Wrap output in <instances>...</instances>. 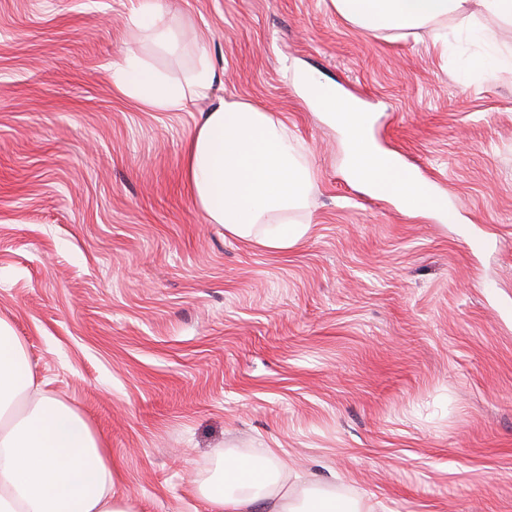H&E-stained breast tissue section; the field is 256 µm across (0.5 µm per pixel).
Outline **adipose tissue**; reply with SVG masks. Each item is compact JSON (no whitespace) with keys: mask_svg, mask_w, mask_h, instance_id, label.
Instances as JSON below:
<instances>
[{"mask_svg":"<svg viewBox=\"0 0 512 512\" xmlns=\"http://www.w3.org/2000/svg\"><path fill=\"white\" fill-rule=\"evenodd\" d=\"M332 2L341 17L365 31L402 32L465 15L469 0ZM156 11V0H141L136 24L145 26L165 52H180V32L157 23ZM217 80L203 50L177 82L139 64L132 54L112 65L113 87L143 110L180 112L192 102L210 101L183 154L184 176L199 210L230 237L267 251L288 250L309 231L302 209L313 174L300 163L302 148L280 119L239 100L213 98ZM298 83L347 131L351 180L416 211L446 209V200L403 169L395 154L373 143L371 119L358 99L324 96L323 85L307 73ZM231 468L239 473L232 491H225L220 473L200 485L212 512H303L313 498L321 503L320 512H337L334 495L289 489L272 458L245 467L235 462ZM119 485L109 449L81 413L35 378L12 328L0 319V512H136Z\"/></svg>","mask_w":512,"mask_h":512,"instance_id":"1","label":"adipose tissue"}]
</instances>
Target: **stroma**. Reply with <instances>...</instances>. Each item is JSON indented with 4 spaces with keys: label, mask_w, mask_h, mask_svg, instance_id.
Segmentation results:
<instances>
[{
    "label": "stroma",
    "mask_w": 512,
    "mask_h": 512,
    "mask_svg": "<svg viewBox=\"0 0 512 512\" xmlns=\"http://www.w3.org/2000/svg\"><path fill=\"white\" fill-rule=\"evenodd\" d=\"M0 0V318L37 380L102 435L138 512H208L223 458L275 452L361 512H512V33L474 13L399 35L332 0ZM493 40H486V33ZM273 113L313 172L311 229L269 252L224 234L182 177L205 104L146 112L109 66ZM359 98L438 196L357 187L344 134L285 65ZM157 6L155 0H141L140 12L136 16L134 23L143 26L153 42L165 52L177 54L182 50L183 41L180 32L167 25L155 22ZM146 19H152L146 23Z\"/></svg>",
    "instance_id": "obj_1"
}]
</instances>
